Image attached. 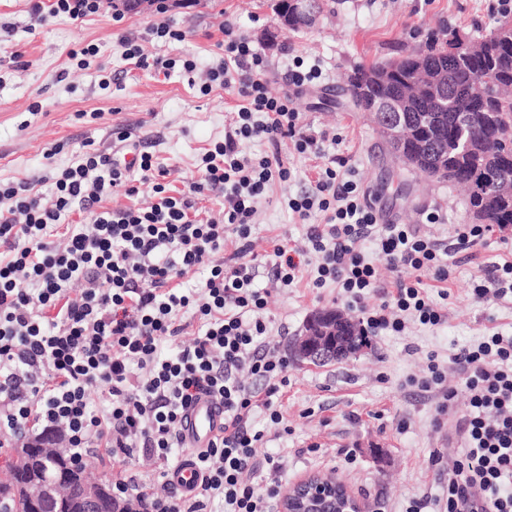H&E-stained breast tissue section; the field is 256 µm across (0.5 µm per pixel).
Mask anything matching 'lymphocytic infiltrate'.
I'll return each mask as SVG.
<instances>
[{
	"instance_id": "1",
	"label": "lymphocytic infiltrate",
	"mask_w": 512,
	"mask_h": 512,
	"mask_svg": "<svg viewBox=\"0 0 512 512\" xmlns=\"http://www.w3.org/2000/svg\"><path fill=\"white\" fill-rule=\"evenodd\" d=\"M222 58L210 67L208 84L236 91L242 104L224 129L223 141L201 157V179L174 197L160 183L161 169L150 155L130 164L88 150L78 154L54 181L52 207H44L34 184L0 183V242L11 254L0 259V441L40 430L65 438L75 461L102 448L112 457V496L133 500L140 512H208L221 501L224 512H273L277 483L246 482L259 465L264 439L251 424L254 407L281 423L275 396L284 384L286 363L266 339L267 305L248 264L216 263L227 235L248 252L252 219L274 180L287 179L277 153L282 140L298 153H319L314 138L296 135L299 114L293 94L268 90L267 60L232 22L218 45ZM264 138L271 154L251 160L239 144ZM345 157L320 169L311 190L290 198L301 218L324 212L309 223L307 249L317 254L313 285H334L363 310L365 331L402 333L407 318L442 325L447 291L430 296L426 278L446 281L439 244L408 224H384L358 182L343 172ZM154 184L156 203L146 208L104 209L106 196L137 194ZM224 191V219L198 218L195 196L205 188ZM89 212L91 221L72 225L63 242L52 232L62 215ZM24 223H17V216ZM371 242L365 253L363 242ZM397 277L382 288L376 261ZM210 273L200 292L177 285V278L200 266ZM414 272L411 280L400 278ZM378 304L367 305L370 295ZM201 329L171 355L168 342L183 335L184 317ZM468 394L465 412L455 408L443 367L429 355L424 376L413 384L436 393L438 414L455 420L460 437L448 483L436 499L437 512H512V336L492 333L452 358ZM253 376L244 384L241 372ZM100 389L91 401V389ZM224 408V432L195 452L200 480L189 493H149L128 479L127 458L142 452L167 463L180 447L184 411L200 395Z\"/></svg>"
}]
</instances>
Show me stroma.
Returning a JSON list of instances; mask_svg holds the SVG:
<instances>
[{"label": "stroma", "instance_id": "35a3bbf8", "mask_svg": "<svg viewBox=\"0 0 512 512\" xmlns=\"http://www.w3.org/2000/svg\"><path fill=\"white\" fill-rule=\"evenodd\" d=\"M494 0H333L318 23L298 33L268 41L276 17L270 0H187L165 15L137 10L115 22L113 0H101L98 13L75 21L61 15L38 24L28 0H0V180L39 182L45 203L53 195L46 179L53 168L69 165L74 156L93 147L117 157L125 148L113 134L131 129L142 151L166 172L165 183L185 191L199 181L197 160L214 143L240 100L235 91L213 87L201 92L180 72L164 75L142 70L122 60V36L142 37L147 53L163 59L194 60L199 68L219 62L217 48L225 21L234 22L267 57L268 88L272 94L295 93L300 114L297 133L320 137L318 154L296 152L283 141L280 158L291 177L275 181L253 218L252 266L255 284L267 291L263 316L268 341L280 355L315 311L332 308L356 315L333 287H314L310 256L290 287L272 276L270 255L275 244H304L307 223H323L322 214L302 221L288 210V197L306 191L321 168L336 155L348 161L368 202L386 224H410L420 233L450 243L454 225L469 223L465 194L448 183L396 167L383 149L374 123L343 95L353 69L411 53L431 36L445 33L471 39L489 33L503 20ZM184 30L181 41L148 39L158 19ZM98 53L87 67H78L71 53L86 45ZM20 53L24 66L11 59ZM319 64L323 75L303 91L288 77L294 57ZM109 88H101L102 76ZM98 113L95 121L87 113ZM339 137L333 145L331 137ZM63 144L53 162L43 151ZM438 208L445 223L429 224L427 211ZM512 256V230L493 232L469 250L448 258L447 282L431 281L432 291L448 289L447 320L430 328L410 323L401 335L370 337L355 357L326 364L289 363L288 383L277 403L283 421H268L255 410L264 441L259 455L273 456L278 472L250 473L262 483L277 479L288 487L317 471L335 472L366 512H405L411 500L441 496L452 465L449 428L436 427L437 399L408 383L422 376L430 353H437L447 384L456 388V407L465 409L453 354L482 336L512 334V302L475 299L472 288L486 278L491 262Z\"/></svg>", "mask_w": 512, "mask_h": 512}]
</instances>
